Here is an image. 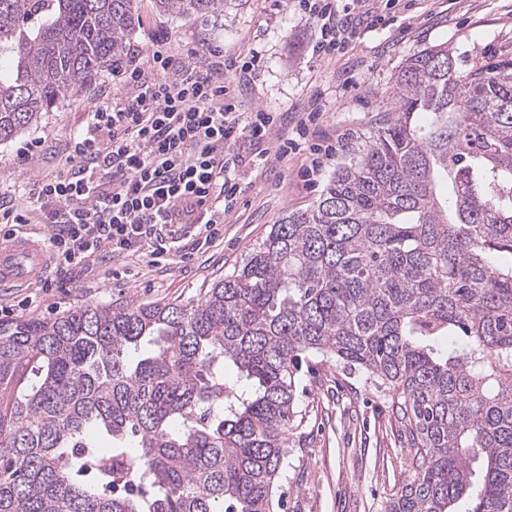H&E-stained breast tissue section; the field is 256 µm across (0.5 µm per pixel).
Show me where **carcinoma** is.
Returning <instances> with one entry per match:
<instances>
[{
    "mask_svg": "<svg viewBox=\"0 0 512 512\" xmlns=\"http://www.w3.org/2000/svg\"><path fill=\"white\" fill-rule=\"evenodd\" d=\"M137 9L0 0V142L118 62ZM394 84L316 204L200 299L0 322V387L18 386L0 405V512H275L307 354L399 395L415 474L381 512H512V66L465 72L441 44ZM90 430L110 448L86 482Z\"/></svg>",
    "mask_w": 512,
    "mask_h": 512,
    "instance_id": "obj_1",
    "label": "carcinoma"
}]
</instances>
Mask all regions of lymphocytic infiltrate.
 I'll return each instance as SVG.
<instances>
[{"instance_id": "1", "label": "lymphocytic infiltrate", "mask_w": 512, "mask_h": 512, "mask_svg": "<svg viewBox=\"0 0 512 512\" xmlns=\"http://www.w3.org/2000/svg\"><path fill=\"white\" fill-rule=\"evenodd\" d=\"M320 29L317 56L360 23L337 15L333 0H309ZM153 68L118 67L113 75L133 86L121 105L92 112L69 146L66 172L38 183L23 208L0 203L1 224H24L37 215L48 226L56 277L89 270L106 256L144 249L158 226L204 223L214 232L237 185L225 156L239 138L267 142L273 119L243 112L235 97L233 59L196 53L187 59L155 51ZM209 211L201 220L199 209Z\"/></svg>"}]
</instances>
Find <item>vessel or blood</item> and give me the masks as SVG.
Here are the masks:
<instances>
[{
	"label": "vessel or blood",
	"instance_id": "b4317fda",
	"mask_svg": "<svg viewBox=\"0 0 512 512\" xmlns=\"http://www.w3.org/2000/svg\"><path fill=\"white\" fill-rule=\"evenodd\" d=\"M50 269L45 247L32 238L17 236L0 246V287L33 284L44 279Z\"/></svg>",
	"mask_w": 512,
	"mask_h": 512
}]
</instances>
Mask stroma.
<instances>
[{"mask_svg":"<svg viewBox=\"0 0 512 512\" xmlns=\"http://www.w3.org/2000/svg\"><path fill=\"white\" fill-rule=\"evenodd\" d=\"M359 9L366 17L347 47L319 58L311 50L319 31L296 0H224L221 11L203 16L139 0L126 51L138 66H150L159 48L182 58L201 49L258 58L241 100L245 111L276 117L281 129L295 128L302 101L317 98L320 117L309 141L321 147L319 167L302 174L298 155L255 163V145L238 139L228 174L239 192L212 244L193 250V226L164 227L169 249L159 261L145 250L112 255L49 288H0V320L49 318L87 304L199 299L242 266L272 224L318 200L353 139L391 110L394 75L407 58L445 43L465 71L512 64V0H361ZM131 93L104 71L0 144V199L23 206L26 189L67 169L68 146L88 113ZM298 377L299 415L275 490L281 512H380L413 473L394 391L318 356L303 359Z\"/></svg>","mask_w":512,"mask_h":512,"instance_id":"stroma-1","label":"stroma"}]
</instances>
